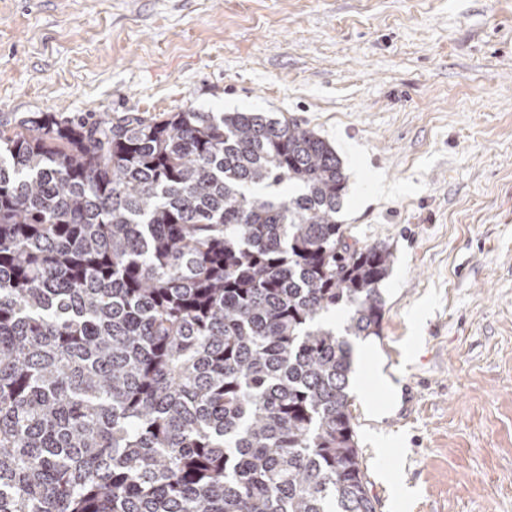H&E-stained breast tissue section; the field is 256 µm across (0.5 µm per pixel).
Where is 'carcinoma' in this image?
Returning a JSON list of instances; mask_svg holds the SVG:
<instances>
[{
    "label": "carcinoma",
    "mask_w": 512,
    "mask_h": 512,
    "mask_svg": "<svg viewBox=\"0 0 512 512\" xmlns=\"http://www.w3.org/2000/svg\"><path fill=\"white\" fill-rule=\"evenodd\" d=\"M344 193L262 112L1 115L0 512H375L350 339L394 254Z\"/></svg>",
    "instance_id": "1"
}]
</instances>
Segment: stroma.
Listing matches in <instances>:
<instances>
[{
	"mask_svg": "<svg viewBox=\"0 0 512 512\" xmlns=\"http://www.w3.org/2000/svg\"><path fill=\"white\" fill-rule=\"evenodd\" d=\"M189 107L312 129L394 253L350 407L376 512H512V0H0V113Z\"/></svg>",
	"mask_w": 512,
	"mask_h": 512,
	"instance_id": "1",
	"label": "stroma"
}]
</instances>
